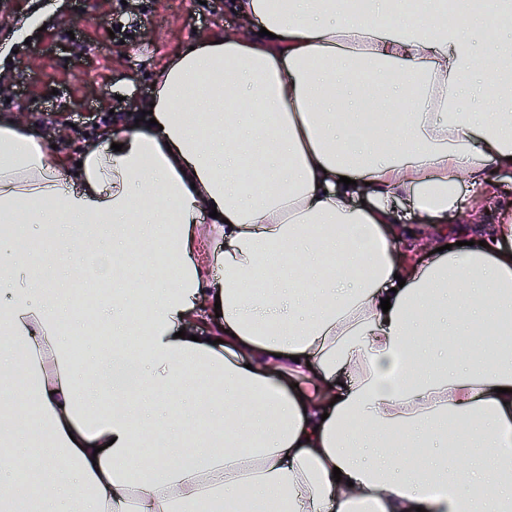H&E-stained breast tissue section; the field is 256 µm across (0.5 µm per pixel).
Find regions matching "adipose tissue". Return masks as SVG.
<instances>
[{
  "mask_svg": "<svg viewBox=\"0 0 512 512\" xmlns=\"http://www.w3.org/2000/svg\"><path fill=\"white\" fill-rule=\"evenodd\" d=\"M353 2L235 0L266 36L195 38L155 126L105 130L74 175L0 115V512L26 490L35 512H512V214L448 224L512 167V37L473 49L506 6ZM24 224L54 234L56 282ZM412 224L436 232L420 264L396 254ZM88 257L104 309L81 315ZM70 321L111 336L98 366L141 367L139 397L99 408Z\"/></svg>",
  "mask_w": 512,
  "mask_h": 512,
  "instance_id": "obj_1",
  "label": "adipose tissue"
}]
</instances>
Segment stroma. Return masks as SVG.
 <instances>
[{"instance_id": "stroma-1", "label": "stroma", "mask_w": 512, "mask_h": 512, "mask_svg": "<svg viewBox=\"0 0 512 512\" xmlns=\"http://www.w3.org/2000/svg\"><path fill=\"white\" fill-rule=\"evenodd\" d=\"M0 0V114L23 116L76 163L101 130L128 122L155 73L199 35L238 29L230 0ZM39 15L28 40L17 24Z\"/></svg>"}]
</instances>
